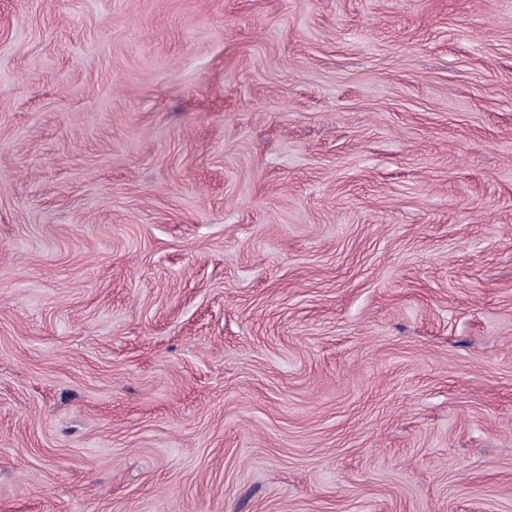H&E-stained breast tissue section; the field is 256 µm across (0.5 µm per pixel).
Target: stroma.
<instances>
[{
    "label": "stroma",
    "mask_w": 512,
    "mask_h": 512,
    "mask_svg": "<svg viewBox=\"0 0 512 512\" xmlns=\"http://www.w3.org/2000/svg\"><path fill=\"white\" fill-rule=\"evenodd\" d=\"M0 512H512V0H0Z\"/></svg>",
    "instance_id": "stroma-1"
}]
</instances>
